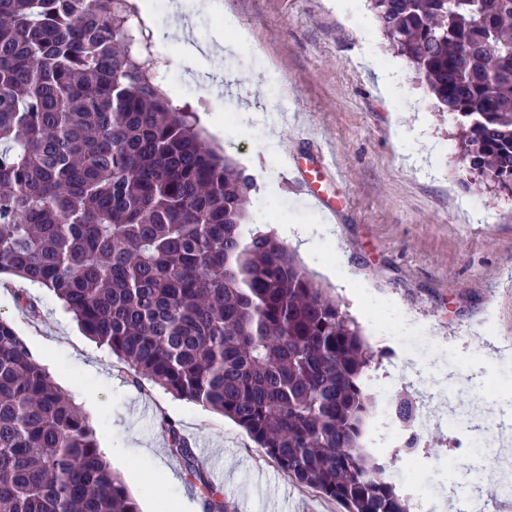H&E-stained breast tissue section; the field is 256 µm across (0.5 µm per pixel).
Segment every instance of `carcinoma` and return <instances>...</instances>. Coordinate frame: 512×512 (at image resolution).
I'll return each instance as SVG.
<instances>
[{
    "mask_svg": "<svg viewBox=\"0 0 512 512\" xmlns=\"http://www.w3.org/2000/svg\"><path fill=\"white\" fill-rule=\"evenodd\" d=\"M512 193V0H369ZM130 0H0V275L43 286L132 380L224 414L345 512H406L367 445L377 352L249 211L253 178L151 75ZM416 449V397L396 400ZM171 451L208 485L189 444ZM0 512H140L96 429L0 320Z\"/></svg>",
    "mask_w": 512,
    "mask_h": 512,
    "instance_id": "1",
    "label": "carcinoma"
}]
</instances>
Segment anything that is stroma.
<instances>
[{
	"mask_svg": "<svg viewBox=\"0 0 512 512\" xmlns=\"http://www.w3.org/2000/svg\"><path fill=\"white\" fill-rule=\"evenodd\" d=\"M250 36L249 46L223 56L205 73L190 74L174 105L219 113L215 141L255 183L256 193L286 202L284 215L256 220L290 229L288 248L298 251L318 282L337 297L377 351L369 378L382 379L396 340L414 327L428 338L404 361L403 377L387 390L370 388L374 403L398 397L409 385L428 395L429 422L418 447L416 486L430 489L421 502L415 488L397 484L407 512H456L448 502L449 470L463 472L467 458L452 448L443 419L449 399L478 406L482 431L492 443L479 467L487 475L482 502L506 498L505 475L512 451L496 436L512 438V426L495 428L499 402L477 386L479 375L512 380V292L499 282L512 271V195L496 191L463 169L455 139L457 124L439 111L425 82L396 56L366 0H223ZM374 54L393 69L396 84L377 88L362 63ZM287 97L282 130L271 139L267 116ZM404 113L407 136L395 124ZM437 149L438 174L423 175L406 162L412 138ZM337 175L322 191L335 205V219L291 186V168H312L320 157ZM25 291L38 307L30 315L15 295ZM0 318L20 335L71 398L93 395L90 412L98 439L123 452L135 499L151 498L166 512L184 504L204 512L209 491L223 496L228 512H342L336 502L282 474L245 430L220 413L173 397L150 383L133 382L125 363L84 336L71 313L48 289L22 279L0 285ZM175 424L197 452L208 478L200 484L170 450L165 422ZM154 449L174 482L155 478L138 452Z\"/></svg>",
	"mask_w": 512,
	"mask_h": 512,
	"instance_id": "35a3bbf8",
	"label": "stroma"
}]
</instances>
